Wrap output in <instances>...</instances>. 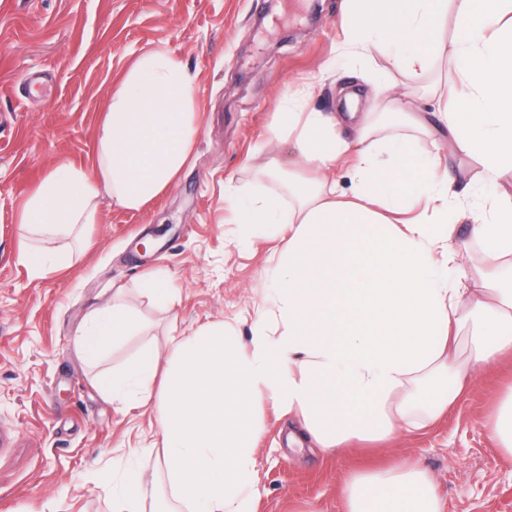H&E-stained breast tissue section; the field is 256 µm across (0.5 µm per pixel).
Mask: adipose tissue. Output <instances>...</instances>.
Instances as JSON below:
<instances>
[{
    "instance_id": "adipose-tissue-1",
    "label": "adipose tissue",
    "mask_w": 512,
    "mask_h": 512,
    "mask_svg": "<svg viewBox=\"0 0 512 512\" xmlns=\"http://www.w3.org/2000/svg\"><path fill=\"white\" fill-rule=\"evenodd\" d=\"M344 44L363 53L397 47V65L424 67L448 11L467 18V46L455 58L466 88L458 111H443L450 149L489 171L512 169V0H345ZM355 140L311 111L307 92L284 94L270 133L299 162L259 170L281 182L287 201L266 193L226 194L242 224L274 227L281 246L270 290L274 323L258 320L242 348L223 325L148 348L97 382L112 400L155 404L169 491L186 512H250L258 409L274 399L308 415V433L330 452L389 440L436 422L475 378L512 357V204L473 225L484 261L461 264L448 223L452 188L438 157L415 153L410 137L379 136L372 112H348ZM198 133L192 81L164 51L140 58L112 94L92 171L56 166L27 197L20 221L30 237L21 261L35 275L69 267L70 242L95 223L100 199L138 212L178 180ZM350 160V189L336 168ZM425 185L430 217L390 222ZM481 287L464 288V279ZM141 327L119 298L91 310L75 339L96 363ZM444 512L432 474L402 461L345 477L341 512Z\"/></svg>"
}]
</instances>
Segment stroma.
Instances as JSON below:
<instances>
[{"instance_id": "stroma-1", "label": "stroma", "mask_w": 512, "mask_h": 512, "mask_svg": "<svg viewBox=\"0 0 512 512\" xmlns=\"http://www.w3.org/2000/svg\"><path fill=\"white\" fill-rule=\"evenodd\" d=\"M341 0H0V512H113L112 478L127 465L163 477L153 410L120 404L95 384L145 345L168 353L169 336L223 324L248 344L271 316L266 285L279 242L232 223L226 187L279 194L259 179L271 158L294 154L268 126L284 90L313 89L312 108L336 111L341 86L360 88L359 110L394 97L409 113L385 114L384 134H405V116L429 119L428 85L457 83L451 63L464 20L448 13L443 50L423 71L397 69L386 54L342 48ZM182 60L194 90L199 132L178 181L144 211L100 201L71 266L33 276L21 262L22 202L58 164L90 166L112 93L145 53ZM415 151H440L457 195L448 221L468 237L465 212L490 217L512 201V170L488 174L475 158L449 153L448 135L417 136ZM172 279L169 304L147 297L149 274ZM145 328L89 365L74 346L89 310L115 289ZM512 383V363L480 376L425 432L404 433L374 454H323L300 415L264 404L253 512H339L347 472L407 457L434 476L446 512H512V461L480 421ZM297 444H289V436Z\"/></svg>"}]
</instances>
